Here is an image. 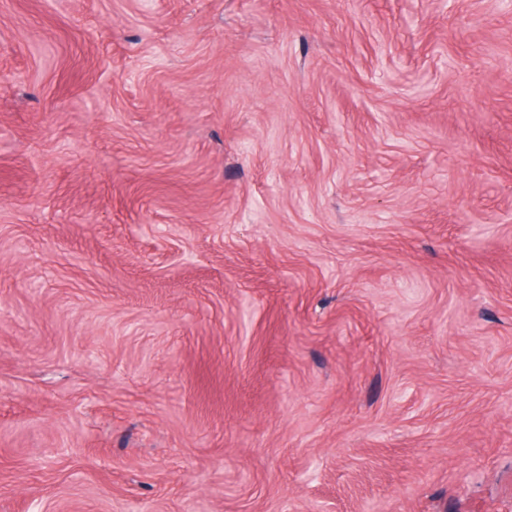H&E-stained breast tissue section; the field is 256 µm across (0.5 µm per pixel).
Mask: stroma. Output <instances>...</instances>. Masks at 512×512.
<instances>
[{
  "instance_id": "obj_1",
  "label": "stroma",
  "mask_w": 512,
  "mask_h": 512,
  "mask_svg": "<svg viewBox=\"0 0 512 512\" xmlns=\"http://www.w3.org/2000/svg\"><path fill=\"white\" fill-rule=\"evenodd\" d=\"M0 512H512V0H0Z\"/></svg>"
}]
</instances>
